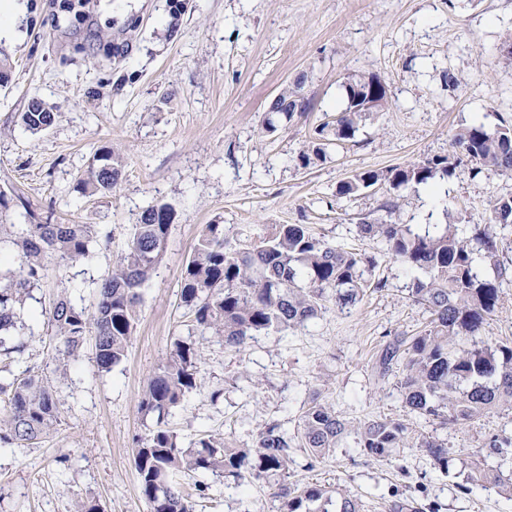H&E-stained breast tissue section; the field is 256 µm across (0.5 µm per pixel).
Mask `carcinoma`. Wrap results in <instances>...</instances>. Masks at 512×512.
<instances>
[{"label": "carcinoma", "mask_w": 512, "mask_h": 512, "mask_svg": "<svg viewBox=\"0 0 512 512\" xmlns=\"http://www.w3.org/2000/svg\"><path fill=\"white\" fill-rule=\"evenodd\" d=\"M384 85L378 75L349 77L343 87L346 108L335 124L317 128L315 141L299 156L306 168L327 158L330 138L355 137L365 113L362 91L372 84ZM304 78L284 86L271 113L290 121L310 109L303 94ZM54 115L35 101L21 120L24 128L46 130ZM455 154L434 156L385 170L365 169L337 186L336 194L350 197L371 187L432 188L436 179L453 175L461 158L478 168L512 174V126L494 130L474 119L453 137ZM122 175V163L110 150L97 151L81 179L83 189L110 191ZM397 203H382L385 215L359 224L363 237L379 242L386 255L412 274L409 299L426 306L432 314L429 328L409 339L390 342L378 355L375 372L383 381L398 373L404 407L415 416L433 417L442 426L472 422L500 405L512 407V346L481 338L487 321L498 310L507 267L501 259L495 228L512 225V196L489 201L490 223L474 225L470 236L458 233L457 225L426 224L421 231L391 220ZM175 218L167 205L142 211L129 233L126 248L112 270L98 284L97 301L91 308L78 306L67 297L57 299L49 323L60 339L59 367L82 353L92 337L98 368L108 372L126 356L136 323L140 290L162 260L169 230ZM98 236L93 224H0V249L17 248L18 268L0 271V359L22 355L27 343L11 334L17 306L30 288L47 275L50 264L65 267L88 254ZM375 262L353 249L316 238L306 224H276L259 236L257 243L241 247L232 243L222 224L202 230L185 267L181 300L201 332L243 351L259 333H283L317 318L326 303L347 308L360 302L369 288L382 281L364 277ZM199 348L177 339L153 372L143 390L140 409L156 416L155 425L136 440L133 453L142 497L151 512H193L176 478L198 471H222L245 486L254 480L285 476L292 464L293 446L282 424L269 423L248 448H237L224 438L209 435L193 446H181L166 418L186 394L198 389ZM0 395L7 397L0 418V444H33L49 433L59 418V399L43 376L30 373L22 379L0 380ZM354 433L360 447L375 458L387 459L397 448H406L408 427L397 419L377 418L351 424L329 404L312 399L300 417L296 447L317 460L338 448ZM417 447L439 469L448 470L447 443L424 438ZM512 455V436L494 435L488 448L470 463L474 483H499L512 498V477H504L501 464ZM340 498L338 512H361L357 500L317 484L282 483L273 497L283 500V512H313L310 504Z\"/></svg>", "instance_id": "obj_1"}]
</instances>
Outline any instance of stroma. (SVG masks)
I'll return each instance as SVG.
<instances>
[{"label": "stroma", "instance_id": "obj_1", "mask_svg": "<svg viewBox=\"0 0 512 512\" xmlns=\"http://www.w3.org/2000/svg\"><path fill=\"white\" fill-rule=\"evenodd\" d=\"M0 192L12 224H102L85 258L50 269L18 309L16 335L28 343L12 375L41 373L61 402L60 421L36 444L0 447V512H150L133 464L134 441L156 418L139 408L148 377L174 340L201 353L200 389L167 421L182 446L219 434L251 446L268 423L296 432L303 408L320 397L345 420H403L413 446L382 460L348 436L314 461L296 451L289 482L338 489L362 512H390L417 500L423 512H512L497 488L472 485L463 460L492 435L512 434V408L443 428L403 406L396 378L377 380L373 365L386 343L410 337L431 320L408 298L410 278L361 237L362 218L376 217L386 188L337 196L363 169H388L452 150V136L473 118L489 128L512 125V0H188L172 21L167 0H0ZM128 43L127 53L116 47ZM460 79L449 88L445 76ZM380 76L382 110L363 115L355 138L330 145L326 160L302 167L316 128L346 106L347 77ZM304 78L312 108L261 124L280 89ZM54 114L52 126L26 131L19 115L33 101ZM118 153L122 176L112 191L90 193L80 180L100 148ZM461 163L442 179L443 193L398 190L399 224H457L460 232L490 221V199L512 194V176L473 173ZM155 204L175 212L167 248L142 289L125 358L98 369L92 348L59 369V339L50 303L65 295L91 305L140 213ZM229 228L248 243L275 224H307L321 240L372 256L385 288L368 290L353 307L328 303L319 318L285 333H261L243 352L201 333L180 301L183 272L206 225ZM447 440L448 470L415 443ZM181 489L196 512H279L271 484L246 488L222 472L185 477Z\"/></svg>", "mask_w": 512, "mask_h": 512}]
</instances>
